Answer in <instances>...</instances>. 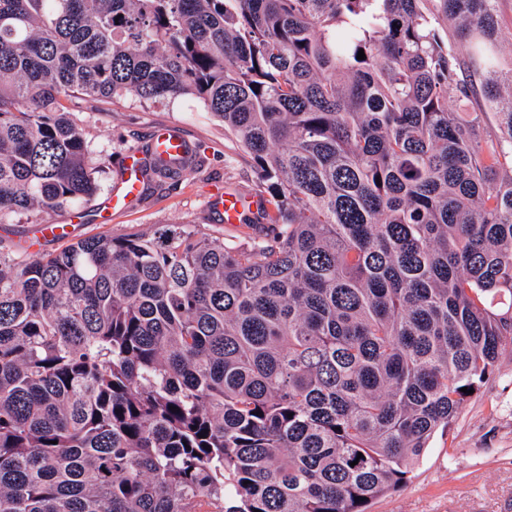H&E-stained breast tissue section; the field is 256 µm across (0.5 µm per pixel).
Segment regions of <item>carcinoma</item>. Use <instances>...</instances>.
<instances>
[{
  "mask_svg": "<svg viewBox=\"0 0 512 512\" xmlns=\"http://www.w3.org/2000/svg\"><path fill=\"white\" fill-rule=\"evenodd\" d=\"M496 3L0 0V223L98 190L61 99L189 96L275 228L0 240V512H368L406 484L512 341ZM464 59L493 134L448 107Z\"/></svg>",
  "mask_w": 512,
  "mask_h": 512,
  "instance_id": "carcinoma-1",
  "label": "carcinoma"
}]
</instances>
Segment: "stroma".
I'll return each instance as SVG.
<instances>
[{"mask_svg": "<svg viewBox=\"0 0 512 512\" xmlns=\"http://www.w3.org/2000/svg\"><path fill=\"white\" fill-rule=\"evenodd\" d=\"M73 118L84 130L90 166L105 173L92 198L53 213V220L70 225L68 240L151 234L180 224L232 247L268 233V225L223 224L208 211L212 189L252 192L256 185L248 157L198 100L180 97L150 105L131 97L103 99L85 104ZM160 123L180 126L196 143L198 168L176 187L151 186L141 202L100 222L97 213L120 178L122 158L143 150L152 127ZM370 512H512V343L505 344L493 373L450 430L431 438L406 485L376 500Z\"/></svg>", "mask_w": 512, "mask_h": 512, "instance_id": "stroma-1", "label": "stroma"}]
</instances>
